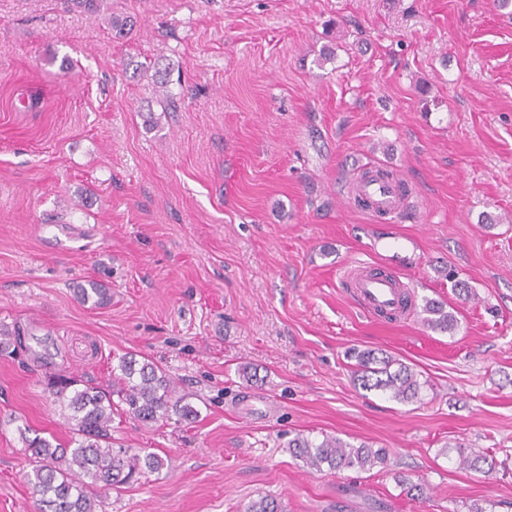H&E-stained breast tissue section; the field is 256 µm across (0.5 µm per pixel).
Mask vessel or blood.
<instances>
[{
  "instance_id": "b4317fda",
  "label": "vessel or blood",
  "mask_w": 512,
  "mask_h": 512,
  "mask_svg": "<svg viewBox=\"0 0 512 512\" xmlns=\"http://www.w3.org/2000/svg\"><path fill=\"white\" fill-rule=\"evenodd\" d=\"M357 188L370 202L368 215H394L400 211L406 185L396 176L383 175L375 168L359 178ZM379 248L378 261L345 270L342 278L364 313L387 321L404 313V289L398 273L416 262L419 244L412 236L397 235L380 243Z\"/></svg>"
}]
</instances>
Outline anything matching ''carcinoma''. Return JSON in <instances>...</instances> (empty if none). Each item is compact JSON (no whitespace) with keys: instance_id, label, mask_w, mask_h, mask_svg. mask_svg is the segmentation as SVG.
<instances>
[{"instance_id":"cac0c4a2","label":"carcinoma","mask_w":512,"mask_h":512,"mask_svg":"<svg viewBox=\"0 0 512 512\" xmlns=\"http://www.w3.org/2000/svg\"><path fill=\"white\" fill-rule=\"evenodd\" d=\"M171 70H155L152 79L162 89L158 103L162 111L175 106L169 85ZM82 304L99 307L108 301L106 289L95 280H87L76 288ZM429 317L427 326L448 331L454 326V316L441 306L425 305ZM354 384L364 391H380L399 402L421 399L424 383L410 366L390 356H377L373 350L355 351ZM54 400L70 412L74 438L71 445L54 443L35 436L27 440V449L34 463L29 478L39 512H97V495L93 487L118 488L129 483L142 468L157 470L162 460L153 453L130 455L123 448L112 446V414L124 403L128 411L147 425L169 418L174 413L191 419L196 410L183 403L176 388L156 365L139 362L132 355L119 358L112 385L105 389L70 377H59L50 386ZM292 455L306 467L320 471H367L386 461L384 448L374 449L364 443L353 445L337 437L320 440L298 435L288 442ZM458 462L491 477L495 464L477 452L458 451ZM245 512H282L274 498H263L247 506Z\"/></svg>"}]
</instances>
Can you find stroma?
<instances>
[{"instance_id":"stroma-1","label":"stroma","mask_w":512,"mask_h":512,"mask_svg":"<svg viewBox=\"0 0 512 512\" xmlns=\"http://www.w3.org/2000/svg\"><path fill=\"white\" fill-rule=\"evenodd\" d=\"M0 0V512H37L22 431L67 443L57 376L155 363L197 412L115 446L159 470L98 512H512V6L497 0ZM129 20L115 38L112 21ZM170 68L178 108L154 129ZM413 185L420 221L368 217L357 165ZM418 238L410 317L364 315L340 276L372 236ZM109 290L99 309L77 284ZM443 303L458 325L427 328ZM428 385L401 404L353 383L350 349ZM387 451L316 472L296 434ZM496 464L459 467L458 449ZM422 485L407 494L404 482Z\"/></svg>"}]
</instances>
